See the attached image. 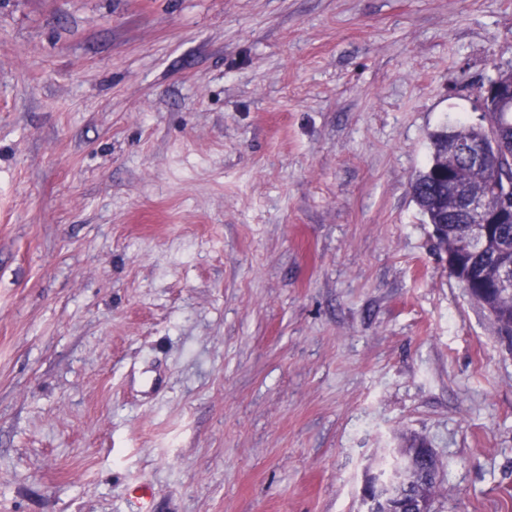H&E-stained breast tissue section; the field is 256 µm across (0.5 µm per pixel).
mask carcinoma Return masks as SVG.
<instances>
[{"label": "carcinoma", "instance_id": "1", "mask_svg": "<svg viewBox=\"0 0 512 512\" xmlns=\"http://www.w3.org/2000/svg\"><path fill=\"white\" fill-rule=\"evenodd\" d=\"M512 123L510 112H484L481 122H456L431 136L432 157L428 165L410 184L411 194L425 223L432 226V235L439 249L449 255L448 274L457 280L468 279V295L491 317L495 333L512 351V288L502 285L500 277L512 265V221L487 226V245L473 243V225L457 210L448 209V180L442 170L453 171L457 181L475 192L492 184L494 200H512V165L495 167L502 153L501 144L492 137L496 124ZM449 139H469L485 143L491 162L484 166L469 165L455 159H445V143Z\"/></svg>", "mask_w": 512, "mask_h": 512}]
</instances>
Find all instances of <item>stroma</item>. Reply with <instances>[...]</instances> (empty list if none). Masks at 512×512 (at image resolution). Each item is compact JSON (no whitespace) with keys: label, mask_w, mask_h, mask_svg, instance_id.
<instances>
[{"label":"stroma","mask_w":512,"mask_h":512,"mask_svg":"<svg viewBox=\"0 0 512 512\" xmlns=\"http://www.w3.org/2000/svg\"><path fill=\"white\" fill-rule=\"evenodd\" d=\"M512 0H0V512H512V352L409 183ZM406 472V462L403 459L399 463L393 478L387 483L379 485L374 494H370L366 490V485L363 495L367 500V507L376 512H396L389 510L386 505L388 500L397 494L395 488L405 478Z\"/></svg>","instance_id":"1"}]
</instances>
